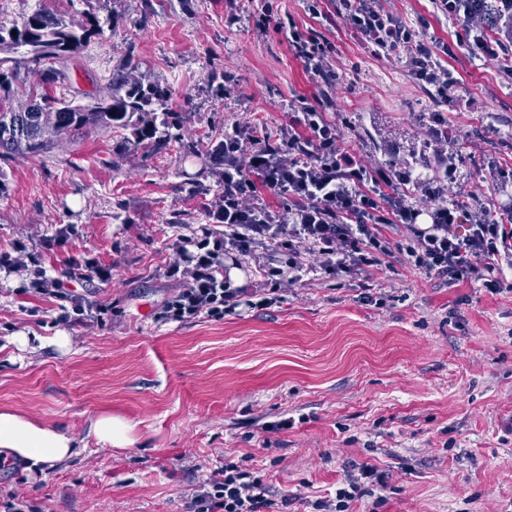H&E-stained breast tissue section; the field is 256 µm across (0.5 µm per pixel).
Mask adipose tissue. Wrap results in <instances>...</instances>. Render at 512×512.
Instances as JSON below:
<instances>
[{
	"label": "adipose tissue",
	"instance_id": "obj_1",
	"mask_svg": "<svg viewBox=\"0 0 512 512\" xmlns=\"http://www.w3.org/2000/svg\"><path fill=\"white\" fill-rule=\"evenodd\" d=\"M77 441L58 427L8 409L0 410V456L31 467L51 466L74 455Z\"/></svg>",
	"mask_w": 512,
	"mask_h": 512
}]
</instances>
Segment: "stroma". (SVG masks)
Listing matches in <instances>:
<instances>
[{
	"label": "stroma",
	"mask_w": 512,
	"mask_h": 512,
	"mask_svg": "<svg viewBox=\"0 0 512 512\" xmlns=\"http://www.w3.org/2000/svg\"><path fill=\"white\" fill-rule=\"evenodd\" d=\"M93 14L103 33L62 66L54 95L87 104L125 62L171 92L185 141L154 154L132 129L91 128L0 168V254L26 244L50 277L72 259L109 267L75 289L102 321L59 324L56 299L21 293L0 272V408L55 425L79 448L44 470L0 467V503L26 512H186L210 471L260 472L279 512H336L359 482L353 512H512V290L416 269L395 254L370 289L317 269L282 287L271 307L214 321L156 317L177 284L165 267L181 237L222 233L223 192L203 173L212 140L253 122L280 143L296 98L325 96L340 147L364 162L426 174L400 187L413 202L495 204L512 194V79L475 58L435 0H375L403 21L425 20L449 99L414 79L405 54H384L348 27L339 0L310 16L302 0H0V25L36 5ZM275 21L262 25L263 6ZM295 21L333 47L330 81L307 73L288 43ZM237 90L217 96L216 77ZM46 338L31 350L17 334ZM71 336L68 351L50 337ZM135 426L136 441L104 449L102 415ZM371 465L384 482L362 478Z\"/></svg>",
	"instance_id": "1"
}]
</instances>
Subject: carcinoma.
I'll return each mask as SVG.
<instances>
[{
    "mask_svg": "<svg viewBox=\"0 0 512 512\" xmlns=\"http://www.w3.org/2000/svg\"><path fill=\"white\" fill-rule=\"evenodd\" d=\"M102 32L98 17L83 21L61 16L36 6L19 25L0 26V161L36 155L58 146L87 127L123 129L136 125L137 141L160 153L169 146L171 112L164 109L169 91L145 82L130 65L112 74L111 90L90 104L73 106L75 99L55 97L47 88L61 73L44 62L63 63ZM36 76L41 93L17 101L14 82L20 70ZM210 168L224 166V140H216L207 152Z\"/></svg>",
    "mask_w": 512,
    "mask_h": 512,
    "instance_id": "cac0c4a2",
    "label": "carcinoma"
}]
</instances>
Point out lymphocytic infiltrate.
Instances as JSON below:
<instances>
[{
  "mask_svg": "<svg viewBox=\"0 0 512 512\" xmlns=\"http://www.w3.org/2000/svg\"><path fill=\"white\" fill-rule=\"evenodd\" d=\"M492 22L505 26L502 39L488 43L486 24L470 21L464 44L478 47L492 59L512 55V0H498ZM347 26L366 37L379 50L403 49L410 56L414 77L448 95L449 73L431 65V51L422 43L420 31L393 14L376 10L371 0H342ZM288 41L306 71L316 77L327 72V48L308 31L290 27ZM293 134L282 147L265 145L260 131L245 126L225 135L224 145L241 159L237 167L224 170V207L217 219L223 234L189 238L176 248L175 259L165 275L179 282L178 291L159 313L166 322H186L199 317L223 320L239 307L263 308L271 303L264 287L234 288L223 275L224 257L255 256L259 247L273 243L285 259L259 262L255 269L265 284H294L311 272L309 257L320 258L325 270L345 273L359 286H366L369 269L380 266L393 252L406 254L419 269L457 281L486 270L494 278L489 288L502 286L495 272L512 267V202L491 209L475 204L467 211L455 205H413L404 198L383 200L376 189L390 185L386 173L341 152L340 131L329 121L317 101L300 99L291 118ZM255 174L261 185L288 194L298 202L288 208L280 223L247 224L243 215L250 205L240 192L243 172ZM386 224L401 225L406 235L394 244L381 233ZM454 224L467 225L465 235L451 232ZM0 267L23 274V290L68 303L60 321L82 320V300L70 294L62 281L48 277L40 260L17 245L14 254H1ZM207 491L191 499L190 512H265L273 499L259 473L236 465L212 471Z\"/></svg>",
  "mask_w": 512,
  "mask_h": 512,
  "instance_id": "1",
  "label": "lymphocytic infiltrate"
}]
</instances>
